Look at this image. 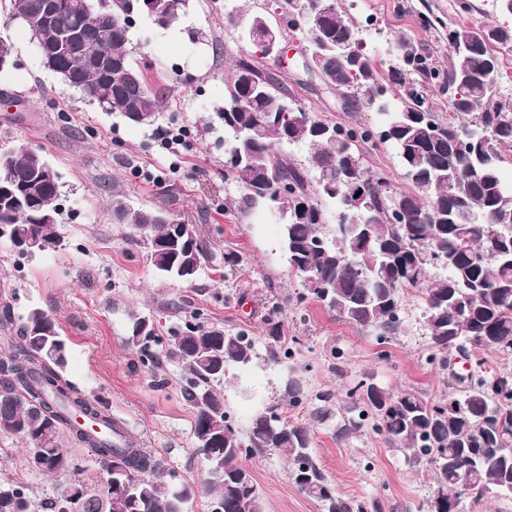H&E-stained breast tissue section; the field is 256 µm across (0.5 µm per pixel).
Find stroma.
Masks as SVG:
<instances>
[{
    "label": "stroma",
    "mask_w": 512,
    "mask_h": 512,
    "mask_svg": "<svg viewBox=\"0 0 512 512\" xmlns=\"http://www.w3.org/2000/svg\"><path fill=\"white\" fill-rule=\"evenodd\" d=\"M280 0H188L180 22L163 29L147 10L135 12L129 50L152 88H168L170 110L161 132L185 133L186 146L173 155L161 132L134 125L86 102L43 68L35 43L23 27L7 22L10 0H0V37L13 46L17 65L0 73V146L38 149L58 173L60 186L56 246L21 255L0 241V358L20 344L19 327L31 309L53 318L69 345L65 376L82 395L99 400L152 455L163 458L179 481L198 485L206 475L193 438L194 413L183 393L184 373L167 357L144 367L127 347L129 313L148 317L158 334L182 316L203 324L242 330L257 353L220 392L239 427L271 405L311 430L312 455L343 498L376 504L378 512H427L434 494L432 464H410L383 436L364 430L337 441L336 425L349 400L346 390L363 373L393 390L414 388L428 396L448 390V373L431 364L422 293L403 296V331L378 345L370 331L328 313L318 302H297L300 282L289 273L280 249L278 216L262 205L239 210L238 183L224 173V129L214 112L224 101L230 64L246 45L227 21L228 12L276 18ZM470 13L455 12L454 0H337L358 28L367 51L378 60L397 37L448 65V31L459 25H503L496 0H472ZM289 64L267 62L306 113L331 123L378 124L374 111H345L336 95L318 93L309 73L302 33L286 32ZM162 207L195 225L205 248L194 284L158 277L143 249L130 246L128 225L113 221L116 200ZM239 258L224 264L225 254ZM278 319L283 336L297 341V364L308 398L301 407L282 403L285 370L266 365L265 321ZM331 392L329 402L318 401ZM29 447L0 431V476L21 479L36 496L58 492L59 483L31 471ZM266 512H321L301 494L289 466L277 453L246 458Z\"/></svg>",
    "instance_id": "35a3bbf8"
}]
</instances>
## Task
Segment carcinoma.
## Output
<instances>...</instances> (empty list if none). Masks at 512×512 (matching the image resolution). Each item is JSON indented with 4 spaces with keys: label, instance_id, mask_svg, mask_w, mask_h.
Wrapping results in <instances>:
<instances>
[{
    "label": "carcinoma",
    "instance_id": "1",
    "mask_svg": "<svg viewBox=\"0 0 512 512\" xmlns=\"http://www.w3.org/2000/svg\"><path fill=\"white\" fill-rule=\"evenodd\" d=\"M57 2L51 23L55 33L91 13L99 16L112 79L97 57L94 36L86 34L77 46L51 45L54 66L46 70L104 111L157 129L169 101L150 87L131 59L133 0H108L97 9L92 0ZM39 3L11 0L10 19L25 22ZM280 9L276 33L303 30L302 19L288 17L289 0H281ZM250 17L258 21V37L249 40L252 51L234 60L224 104L214 116L226 137L263 128L258 139L232 142L224 167L243 189L238 209L263 204L280 215L282 253L288 255L289 272L303 285L297 300L320 303L383 344L401 333L404 290L420 288L432 360L447 367L454 351L476 357L466 384L439 399L412 390L395 392L363 374L347 392L351 402L336 426V439L344 441L368 427L410 462L433 463L436 491L428 512H450L463 470L490 496H511L512 375L485 370L478 353L491 349L512 355V185L502 178L512 153V105L498 97L500 69L486 71L489 54L512 48V27L448 30V43L465 50L451 54L444 71L430 67L400 37L394 41L400 65L385 70L361 48L356 28L331 7L324 40L310 52L317 57L312 71L349 110L372 107L369 92L382 97L388 87H399L400 106L382 108L375 130L308 118L296 108L288 88L261 62L267 57L264 26H273L272 21L261 12ZM345 51L352 56L347 63ZM430 82L448 92L452 115L446 122L432 112L425 93ZM285 112L290 116L286 122L279 119ZM295 144L309 147V167L286 160L281 147ZM379 144L395 149L409 190L392 191L384 174L365 165L362 148ZM45 167L43 155L28 146L0 148V226H13L46 249L57 240L59 185L58 176ZM349 177L364 202L354 210L347 232L338 235L326 224L323 206L332 201L340 211L350 210ZM285 183L288 194L282 195ZM114 215L118 224L148 227L150 236L168 247V258L151 264L156 274L193 283L185 280V269L196 265L193 225L161 209L134 208L119 200ZM431 265L446 273H430ZM20 337L22 345L0 358V431L23 438L30 446L29 466L63 485L54 495L36 498L24 482L0 478V512H189L198 488L211 495V512H266L255 479L242 463L241 447L249 456L275 451L284 457L297 490L319 502L322 512H366L364 503L335 492L313 458L308 427L283 420L274 406L255 415L244 430L230 423L219 386L256 358L244 332L187 321L164 337L136 315L128 326L126 342L143 366L153 365L162 350L184 369L185 396L195 410L193 434L207 427L216 433L212 446L201 449L208 469L198 488L175 483L176 473L135 447L130 436L122 445L112 440V418L64 379L67 342L44 311L29 312ZM293 358L280 324L266 320V363L286 366ZM284 398L291 406L303 403L298 378L288 377ZM80 415L100 423V430L71 426ZM63 429L97 461L107 490L95 493L69 479L77 459L61 442Z\"/></svg>",
    "mask_w": 512,
    "mask_h": 512
}]
</instances>
